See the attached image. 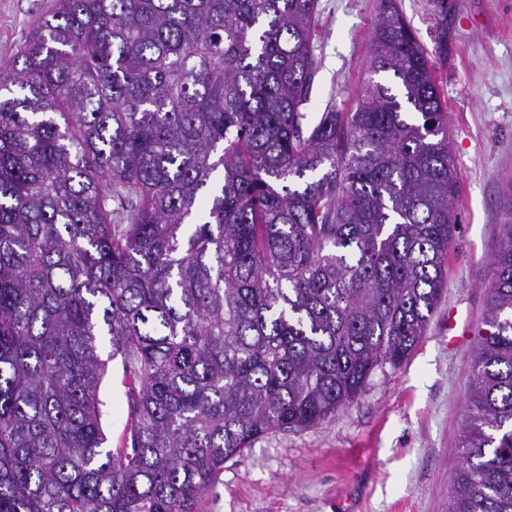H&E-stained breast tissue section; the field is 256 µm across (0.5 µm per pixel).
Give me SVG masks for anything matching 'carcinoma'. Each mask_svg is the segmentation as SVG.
I'll use <instances>...</instances> for the list:
<instances>
[{
	"mask_svg": "<svg viewBox=\"0 0 512 512\" xmlns=\"http://www.w3.org/2000/svg\"><path fill=\"white\" fill-rule=\"evenodd\" d=\"M317 3L53 0L0 63V512H196L424 336L459 224L433 67L380 0L377 79L304 124ZM503 197L448 512H512ZM128 388L129 379L118 356L108 363L99 387V400L103 403L102 427L108 445L114 452L116 448H125L126 445L125 434L129 420Z\"/></svg>",
	"mask_w": 512,
	"mask_h": 512,
	"instance_id": "obj_1",
	"label": "carcinoma"
}]
</instances>
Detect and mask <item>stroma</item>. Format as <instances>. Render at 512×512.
Here are the masks:
<instances>
[{
	"mask_svg": "<svg viewBox=\"0 0 512 512\" xmlns=\"http://www.w3.org/2000/svg\"><path fill=\"white\" fill-rule=\"evenodd\" d=\"M433 65L458 180L459 229L446 285L410 356L371 374L335 415L257 439L227 461L199 512H448L460 462L471 356L512 181V0H397ZM52 0H0V59ZM378 0H319L308 123L353 111L371 77ZM129 379L120 359L100 383L102 427L124 447Z\"/></svg>",
	"mask_w": 512,
	"mask_h": 512,
	"instance_id": "1",
	"label": "stroma"
}]
</instances>
